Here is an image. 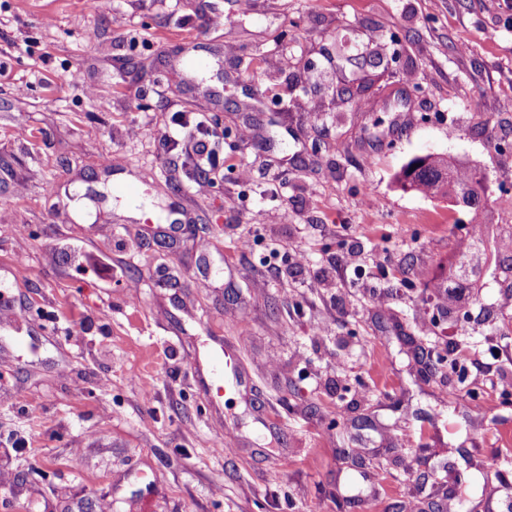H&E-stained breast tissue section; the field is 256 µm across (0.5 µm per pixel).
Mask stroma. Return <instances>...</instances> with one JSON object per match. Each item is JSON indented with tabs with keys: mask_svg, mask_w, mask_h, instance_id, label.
<instances>
[{
	"mask_svg": "<svg viewBox=\"0 0 512 512\" xmlns=\"http://www.w3.org/2000/svg\"><path fill=\"white\" fill-rule=\"evenodd\" d=\"M180 113L229 134L201 195ZM429 152L483 209L397 185ZM504 188L512 0H0V512H442L458 470V512H512V290L433 287ZM241 332L212 402L193 363ZM239 351V343H234V345H225V347L219 345V349L214 355V362L221 366L220 377L218 379L220 384H218L217 381L214 386L217 398L223 396V391L226 393V390L232 384L233 377L236 378L239 375Z\"/></svg>",
	"mask_w": 512,
	"mask_h": 512,
	"instance_id": "35a3bbf8",
	"label": "stroma"
}]
</instances>
